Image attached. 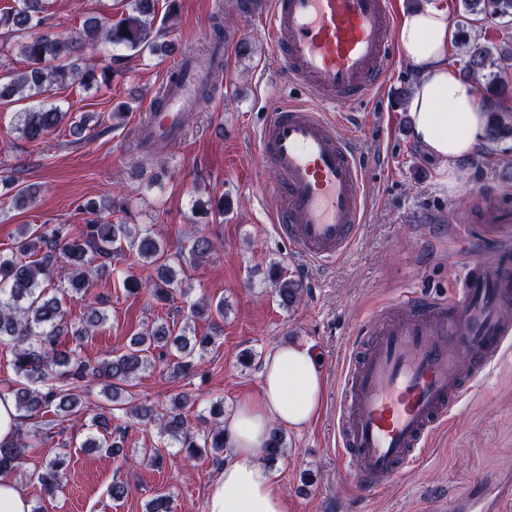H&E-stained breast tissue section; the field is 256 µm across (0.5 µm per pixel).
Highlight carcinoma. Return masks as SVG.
Instances as JSON below:
<instances>
[{
    "label": "carcinoma",
    "instance_id": "obj_1",
    "mask_svg": "<svg viewBox=\"0 0 512 512\" xmlns=\"http://www.w3.org/2000/svg\"><path fill=\"white\" fill-rule=\"evenodd\" d=\"M45 0H16V4L0 8V104L9 106L15 96L25 90L27 98L38 99L35 106L16 112V131L30 142L43 139L67 118V113L44 103L42 95L56 85L69 81L81 86L104 84L112 74L122 71V55H109L97 70L86 64L76 51L87 49L95 54L109 43L122 45L135 54L155 53L161 49L156 39L161 30L155 28L158 0H130L131 13L115 24L92 17L82 29L72 34L45 32ZM462 17L482 16L512 23V0H460ZM457 45L464 66L471 77L483 80L485 95L495 101L489 111L487 129L492 140L512 135V109L502 106L512 97V83L502 73L512 67V50L471 35L459 24ZM19 41L27 68L17 71L1 61L10 41ZM78 210L93 215L72 234L66 224H42L31 232H23L15 250L0 253V344L11 345L17 380L9 388L16 408L23 417L53 413L55 418L42 421L25 433H18L14 443L0 446V472L13 470L34 441H42L51 430L85 408L86 396L94 384H102L112 403L128 406L130 414L140 420L153 418L152 409L127 405L126 389L133 386L138 374L152 366L155 352L176 351L173 368L190 372L202 351L214 342L209 334L189 335L186 329L174 332L165 322L135 334L125 352L109 360L95 363L79 357L74 348L63 347L65 310L63 301L70 294H83L95 275L103 274L112 256L125 254L134 266H155V278L142 279L130 274L123 287L130 295L143 291L164 301L175 289L176 273L171 263L198 261L213 251L211 241L200 236L189 254L171 252L150 227L132 228L113 224L96 216L98 207L83 204ZM276 294L286 307L297 302L301 286L282 274L275 278ZM104 314L90 306L80 323L71 331L72 341L80 345L103 324ZM160 434L168 436L184 448L189 456L197 448H226L223 422L202 431H193L181 412H169L161 418ZM282 432L271 431L264 458L274 460L285 454ZM65 458L56 456L35 474L48 489H59L66 478Z\"/></svg>",
    "mask_w": 512,
    "mask_h": 512
}]
</instances>
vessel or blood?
<instances>
[{
	"label": "vessel or blood",
	"instance_id": "vessel-or-blood-1",
	"mask_svg": "<svg viewBox=\"0 0 512 512\" xmlns=\"http://www.w3.org/2000/svg\"><path fill=\"white\" fill-rule=\"evenodd\" d=\"M260 17L288 83L311 89L317 108L277 102L258 130L277 234L308 264L344 256L368 208L364 163L353 138L328 118L337 100L380 92L395 63L392 0H268ZM208 71L188 59L166 76L161 106L134 130L137 145L179 139L181 119ZM495 225L490 262L468 258L450 301L410 297L366 322L342 369L336 445L357 483L377 492L424 460L436 433L472 386L512 355V189L480 198ZM455 512H512V475L485 481Z\"/></svg>",
	"mask_w": 512,
	"mask_h": 512
}]
</instances>
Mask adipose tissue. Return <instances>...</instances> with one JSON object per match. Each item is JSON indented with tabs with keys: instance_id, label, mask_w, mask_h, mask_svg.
<instances>
[{
	"instance_id": "obj_1",
	"label": "adipose tissue",
	"mask_w": 512,
	"mask_h": 512,
	"mask_svg": "<svg viewBox=\"0 0 512 512\" xmlns=\"http://www.w3.org/2000/svg\"><path fill=\"white\" fill-rule=\"evenodd\" d=\"M395 41L415 83L407 103L415 143L437 160V184L457 190L484 142L488 112L478 85L448 63L447 8L429 4L402 14ZM325 380L310 345L284 344L263 362L260 394L224 419L231 458L210 483L206 512H287L276 474L259 460L273 427L301 428L317 417Z\"/></svg>"
}]
</instances>
